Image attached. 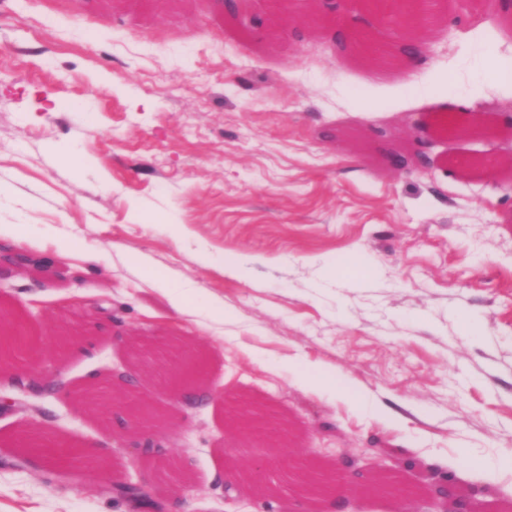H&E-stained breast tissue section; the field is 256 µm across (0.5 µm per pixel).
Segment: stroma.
<instances>
[{"label":"stroma","instance_id":"obj_1","mask_svg":"<svg viewBox=\"0 0 512 512\" xmlns=\"http://www.w3.org/2000/svg\"><path fill=\"white\" fill-rule=\"evenodd\" d=\"M255 9L244 36L207 0H0V225H28L18 251L50 261L1 282L0 305L37 338L39 377L80 391L172 339L208 354L200 407L150 360L138 397L163 419L148 428L19 394L0 415V512H140L120 487L148 441L163 448L139 471L150 512H224L230 478L240 512H318L280 479L304 458L354 512H395L390 495L358 492L345 455L380 467L414 512L430 468L512 512V474L489 467L512 453V190L507 173L463 166L512 152V78L489 77L512 67V7L434 0L426 48L392 67L309 20L295 39L267 0ZM336 19L381 46L410 35L360 0ZM448 112H491L497 127L434 138L410 173L353 145ZM240 258L246 277L225 273ZM158 275L198 292L175 309ZM307 364L335 367L342 387H303L293 368ZM249 410L282 441L235 429L231 413ZM34 431L98 441L110 462L48 466ZM256 459L270 468L253 472Z\"/></svg>","mask_w":512,"mask_h":512}]
</instances>
